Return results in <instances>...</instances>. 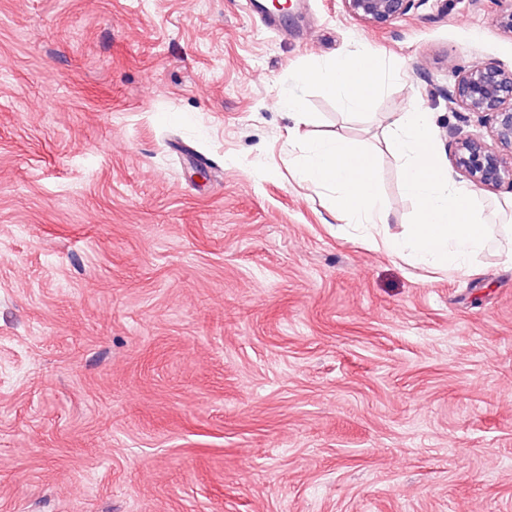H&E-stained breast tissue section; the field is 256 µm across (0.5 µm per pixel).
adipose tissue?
<instances>
[{"mask_svg": "<svg viewBox=\"0 0 512 512\" xmlns=\"http://www.w3.org/2000/svg\"><path fill=\"white\" fill-rule=\"evenodd\" d=\"M385 77L382 62L369 48L362 46L332 65L302 72L298 80L303 84H319L352 114L360 115L382 91Z\"/></svg>", "mask_w": 512, "mask_h": 512, "instance_id": "1", "label": "adipose tissue"}]
</instances>
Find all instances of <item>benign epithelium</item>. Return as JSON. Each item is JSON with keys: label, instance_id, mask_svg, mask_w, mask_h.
I'll return each mask as SVG.
<instances>
[{"label": "benign epithelium", "instance_id": "1", "mask_svg": "<svg viewBox=\"0 0 512 512\" xmlns=\"http://www.w3.org/2000/svg\"><path fill=\"white\" fill-rule=\"evenodd\" d=\"M341 4L355 19L384 26L407 15L415 0H341ZM448 105L492 121L491 141L475 136L455 143L456 168L478 189L512 185V70L492 61L472 64L448 91Z\"/></svg>", "mask_w": 512, "mask_h": 512}]
</instances>
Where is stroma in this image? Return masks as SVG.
I'll return each instance as SVG.
<instances>
[{"label": "stroma", "instance_id": "35a3bbf8", "mask_svg": "<svg viewBox=\"0 0 512 512\" xmlns=\"http://www.w3.org/2000/svg\"><path fill=\"white\" fill-rule=\"evenodd\" d=\"M0 0V512H512V243L428 270L337 230L297 141L489 136L458 73L512 69V0L373 27L293 0ZM366 46L368 114L298 75ZM302 96L314 124L279 108Z\"/></svg>", "mask_w": 512, "mask_h": 512}]
</instances>
